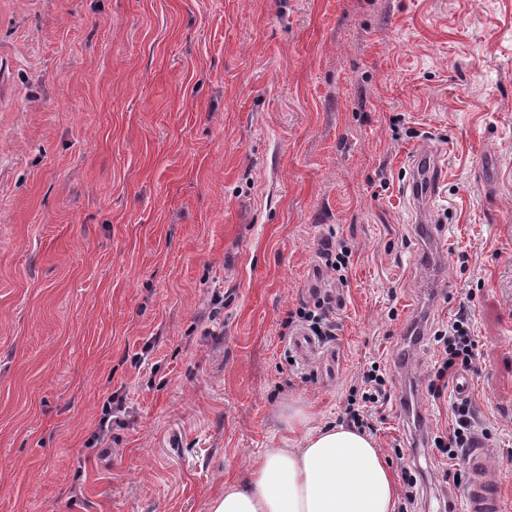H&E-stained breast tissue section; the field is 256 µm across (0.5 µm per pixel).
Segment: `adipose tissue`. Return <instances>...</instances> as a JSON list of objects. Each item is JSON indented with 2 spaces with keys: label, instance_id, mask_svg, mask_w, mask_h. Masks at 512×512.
I'll use <instances>...</instances> for the list:
<instances>
[{
  "label": "adipose tissue",
  "instance_id": "adipose-tissue-1",
  "mask_svg": "<svg viewBox=\"0 0 512 512\" xmlns=\"http://www.w3.org/2000/svg\"><path fill=\"white\" fill-rule=\"evenodd\" d=\"M307 419L289 415L295 447L265 449L248 483L226 478L210 512H392L394 475L374 440L341 425L308 430Z\"/></svg>",
  "mask_w": 512,
  "mask_h": 512
}]
</instances>
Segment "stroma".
<instances>
[{
    "instance_id": "35a3bbf8",
    "label": "stroma",
    "mask_w": 512,
    "mask_h": 512,
    "mask_svg": "<svg viewBox=\"0 0 512 512\" xmlns=\"http://www.w3.org/2000/svg\"><path fill=\"white\" fill-rule=\"evenodd\" d=\"M422 147L448 171L434 269L402 191ZM330 288L327 372L284 321ZM463 311L512 512V0H0V512H209L294 409L341 424L371 360L377 448L436 482L410 434L448 432L457 392L425 388L431 337L397 359ZM320 254L325 266L334 273H338L339 281L343 280L342 272L348 268L351 252L345 246H334L333 242L329 240L323 243ZM129 408L125 404L122 396H118L117 392L113 393L102 405L101 417L98 422V427L93 434V439L96 442H102L111 431L112 417L117 420L119 414H128Z\"/></svg>"
}]
</instances>
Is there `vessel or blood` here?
I'll return each mask as SVG.
<instances>
[{
    "mask_svg": "<svg viewBox=\"0 0 512 512\" xmlns=\"http://www.w3.org/2000/svg\"><path fill=\"white\" fill-rule=\"evenodd\" d=\"M442 176L439 155L424 152L410 167L408 189L414 204L421 209V220L426 229L423 239L430 253H446L447 227L430 221L431 198ZM292 346L296 356L309 360L323 352L314 337L298 333ZM496 455L492 443L482 437H475L462 457L466 480L459 490L449 495L447 503L438 505L436 512H505L501 488L491 476V462Z\"/></svg>",
    "mask_w": 512,
    "mask_h": 512,
    "instance_id": "vessel-or-blood-1",
    "label": "vessel or blood"
}]
</instances>
